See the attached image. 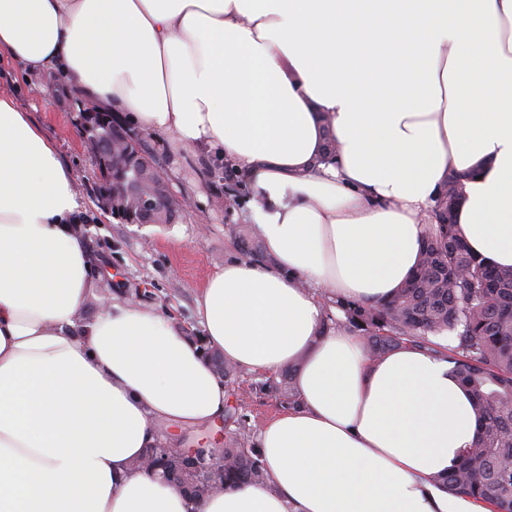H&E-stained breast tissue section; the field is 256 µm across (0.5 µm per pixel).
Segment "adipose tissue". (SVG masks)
<instances>
[{
  "label": "adipose tissue",
  "instance_id": "ef3b65f1",
  "mask_svg": "<svg viewBox=\"0 0 512 512\" xmlns=\"http://www.w3.org/2000/svg\"><path fill=\"white\" fill-rule=\"evenodd\" d=\"M0 59L229 160L268 256L207 279L201 345L154 307L82 317L74 173L0 95V512H484L436 480L479 429L453 363L369 357L316 291L389 299L452 169L468 245L512 267V0H0ZM205 344L296 367L297 403L260 430L261 482L197 502L133 463L223 416Z\"/></svg>",
  "mask_w": 512,
  "mask_h": 512
}]
</instances>
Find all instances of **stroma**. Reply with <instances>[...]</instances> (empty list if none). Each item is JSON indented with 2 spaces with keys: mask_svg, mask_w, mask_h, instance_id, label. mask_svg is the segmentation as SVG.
<instances>
[{
  "mask_svg": "<svg viewBox=\"0 0 512 512\" xmlns=\"http://www.w3.org/2000/svg\"><path fill=\"white\" fill-rule=\"evenodd\" d=\"M61 88L53 76H32L17 65L0 64V93L12 94L33 112L74 171L84 208V240L95 257L100 283L85 306L86 317L97 315L106 300L134 302L164 311L189 336L201 335L194 318L196 298L225 261L243 258L239 231L247 225L251 188L227 163L220 177H201L194 153L153 138L150 149L161 174L191 205L173 224L127 223L99 190L100 175L85 147L76 101ZM262 380V375L247 372L239 381L246 429L219 419L191 431L167 429L164 438L183 448H220L229 435L240 432L249 444H257L261 426L286 407L283 400L260 392Z\"/></svg>",
  "mask_w": 512,
  "mask_h": 512,
  "instance_id": "stroma-1",
  "label": "stroma"
}]
</instances>
